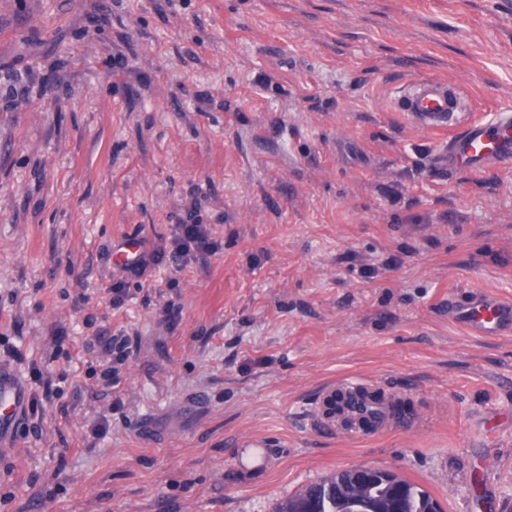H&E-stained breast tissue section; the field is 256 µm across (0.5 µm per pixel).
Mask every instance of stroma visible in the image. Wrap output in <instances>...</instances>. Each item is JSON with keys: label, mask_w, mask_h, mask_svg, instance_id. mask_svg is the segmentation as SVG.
<instances>
[{"label": "stroma", "mask_w": 512, "mask_h": 512, "mask_svg": "<svg viewBox=\"0 0 512 512\" xmlns=\"http://www.w3.org/2000/svg\"><path fill=\"white\" fill-rule=\"evenodd\" d=\"M425 78L512 107V0H0V363L57 390L0 512H273L353 467L512 505V336L448 319L452 289L512 299V166L437 176L397 106ZM190 221L217 251L113 305L114 251ZM104 330L142 340L112 388ZM339 379L419 426L337 437Z\"/></svg>", "instance_id": "obj_1"}]
</instances>
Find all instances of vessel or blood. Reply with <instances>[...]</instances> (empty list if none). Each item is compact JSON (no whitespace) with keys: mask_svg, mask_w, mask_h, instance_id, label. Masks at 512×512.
I'll return each instance as SVG.
<instances>
[{"mask_svg":"<svg viewBox=\"0 0 512 512\" xmlns=\"http://www.w3.org/2000/svg\"><path fill=\"white\" fill-rule=\"evenodd\" d=\"M409 121L426 129L453 128L445 150L447 169L477 172L492 164H512V112L494 113L487 121L471 120L455 126L460 99L456 89L438 79L417 81L398 103ZM448 309L455 323L467 331L483 336L512 335V302L483 291L448 299ZM339 394L348 396L349 404L335 413L336 433L342 437L358 434L362 422L377 430L415 424L416 419L399 413L401 396L387 393L375 396L359 382H344ZM26 404L25 392L14 376L0 365V447L17 445L16 427Z\"/></svg>","mask_w":512,"mask_h":512,"instance_id":"b4317fda","label":"vessel or blood"}]
</instances>
